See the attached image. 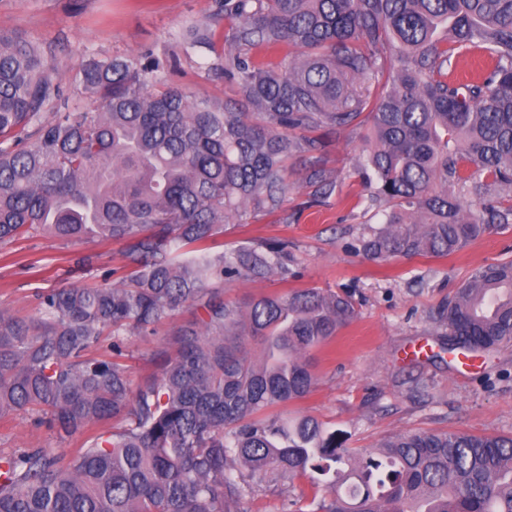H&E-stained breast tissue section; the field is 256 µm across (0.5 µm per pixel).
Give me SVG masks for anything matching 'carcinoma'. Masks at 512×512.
<instances>
[{"label":"carcinoma","mask_w":512,"mask_h":512,"mask_svg":"<svg viewBox=\"0 0 512 512\" xmlns=\"http://www.w3.org/2000/svg\"><path fill=\"white\" fill-rule=\"evenodd\" d=\"M220 12L234 23L224 76L239 109L151 90L156 63L92 57L79 80L90 105L71 110L41 48L0 31V243L115 240L126 260L110 282L40 296L36 319L0 307V419L33 415L62 438L126 420L67 462L1 455L0 512H232L295 477L315 491L294 512H512V436L403 434L362 450L276 413L317 385L308 355L356 317L352 294L240 303L214 287L295 276L284 243L227 254L219 240L248 208H281L295 155H308L314 196L331 195L311 154L346 128L367 126L357 168L371 205L389 206L353 245L364 258L447 256L511 222L492 189L512 190V0H220ZM186 43L213 45L210 25ZM475 51L488 67L448 81ZM464 188L475 203L461 204ZM182 308L194 320L133 384L123 336ZM435 319L454 361L511 345L512 262L475 270Z\"/></svg>","instance_id":"obj_1"}]
</instances>
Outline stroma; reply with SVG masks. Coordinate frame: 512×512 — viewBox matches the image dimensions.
<instances>
[{"instance_id":"1","label":"stroma","mask_w":512,"mask_h":512,"mask_svg":"<svg viewBox=\"0 0 512 512\" xmlns=\"http://www.w3.org/2000/svg\"><path fill=\"white\" fill-rule=\"evenodd\" d=\"M202 21L214 31L213 48L187 47V30ZM231 26L219 15L218 0H0V30L44 48L60 70L72 108L89 103L76 77L91 55H147L158 61L161 83L221 105L238 102L236 85L223 74ZM327 141L318 157L336 181L330 196L313 198L304 161L295 159L282 209L271 215L246 211L223 238L228 250L287 243L298 271L285 281L272 276L224 283L226 298L242 301L293 288L354 294L357 318L311 351L318 384L310 395L291 402L288 412L318 419L351 448L423 431L512 435V346L492 350L466 368L427 354L404 356L410 345L433 346L442 339L445 330L434 315L474 269L512 260V223L493 227L448 256L368 261L351 245L368 226L381 225L384 216L369 206L365 180L356 168L363 134L345 130L328 134ZM123 250L117 241L69 242L48 234L0 243V307L26 320L38 317L39 294L101 283L123 266ZM191 318L186 309L151 336L126 335L132 380L154 370L156 351L170 341L174 327ZM81 444V439L62 440L35 426L29 415L0 419V455L35 447L68 459ZM311 494L308 480L297 478L282 492L260 488L233 509L284 512L285 501Z\"/></svg>"}]
</instances>
